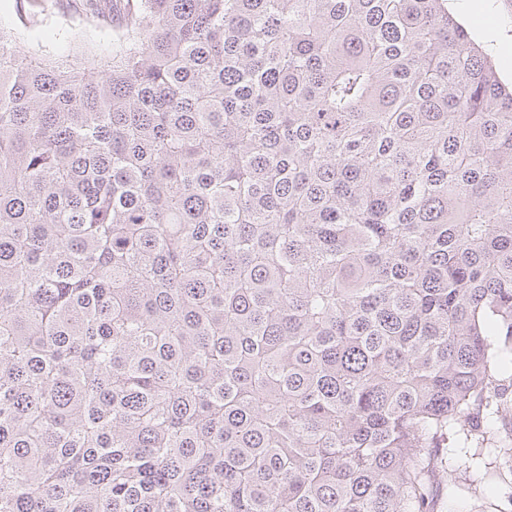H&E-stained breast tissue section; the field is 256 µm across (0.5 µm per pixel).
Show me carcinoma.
<instances>
[{
  "instance_id": "obj_1",
  "label": "carcinoma",
  "mask_w": 512,
  "mask_h": 512,
  "mask_svg": "<svg viewBox=\"0 0 512 512\" xmlns=\"http://www.w3.org/2000/svg\"><path fill=\"white\" fill-rule=\"evenodd\" d=\"M117 2L0 28V512H435L512 413V88L448 0ZM84 0H54L55 8L51 14L44 17L43 31L34 42L22 45L20 51L38 50L36 42L46 46L52 53H81L95 51L99 55H109L112 52V30L103 31L93 26H85L81 3ZM82 28L83 38L72 40L71 31ZM31 42V43H30ZM34 43V44H33Z\"/></svg>"
}]
</instances>
